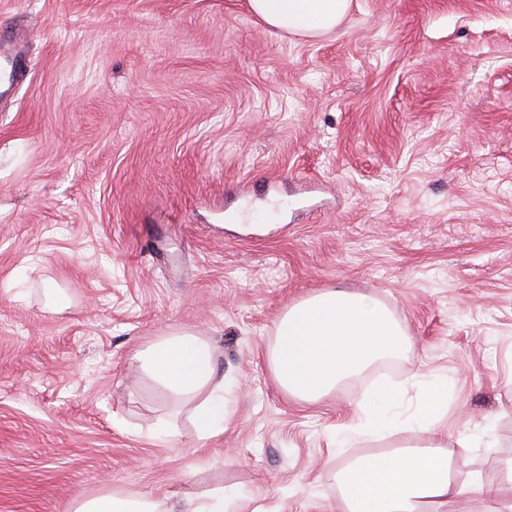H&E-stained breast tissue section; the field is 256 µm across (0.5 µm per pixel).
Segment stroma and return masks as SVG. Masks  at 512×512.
<instances>
[{
	"instance_id": "35a3bbf8",
	"label": "stroma",
	"mask_w": 512,
	"mask_h": 512,
	"mask_svg": "<svg viewBox=\"0 0 512 512\" xmlns=\"http://www.w3.org/2000/svg\"><path fill=\"white\" fill-rule=\"evenodd\" d=\"M0 512L101 494L338 512L336 428L380 382L447 380L449 436L512 456V0H350L317 38L247 0H0ZM372 296L411 347L313 405L267 361L314 293ZM205 336L223 434L132 355ZM175 422L157 439L156 422Z\"/></svg>"
}]
</instances>
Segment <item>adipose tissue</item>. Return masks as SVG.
Wrapping results in <instances>:
<instances>
[{
    "label": "adipose tissue",
    "instance_id": "adipose-tissue-1",
    "mask_svg": "<svg viewBox=\"0 0 512 512\" xmlns=\"http://www.w3.org/2000/svg\"><path fill=\"white\" fill-rule=\"evenodd\" d=\"M252 13L277 31L315 38L343 20L348 0H248ZM409 338L378 300L326 289L292 306L276 325L267 360L277 383L289 396L314 402L347 378L382 371ZM132 361L172 397L192 401L200 437L224 431L227 383L209 342L191 332L165 335L138 350ZM403 391L381 387L355 403V420L336 432L337 448L358 438H398L380 457L353 461L335 475L340 512H460L463 501L480 512H512V457L502 461L495 479L471 472L456 478L455 457L470 454L482 432L460 434L448 443L439 428L448 413L447 381L424 383L416 412L402 411ZM74 512H170L162 501L109 494L79 502Z\"/></svg>",
    "mask_w": 512,
    "mask_h": 512
}]
</instances>
